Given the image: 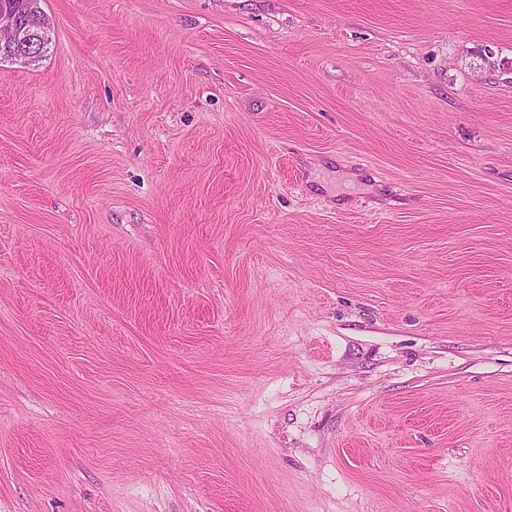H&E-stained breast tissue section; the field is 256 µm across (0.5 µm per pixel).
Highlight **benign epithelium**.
Returning <instances> with one entry per match:
<instances>
[{"instance_id":"7a95c632","label":"benign epithelium","mask_w":512,"mask_h":512,"mask_svg":"<svg viewBox=\"0 0 512 512\" xmlns=\"http://www.w3.org/2000/svg\"><path fill=\"white\" fill-rule=\"evenodd\" d=\"M24 8L27 12L24 19L13 9H0V61L28 64L43 56L52 31L51 22L37 8L35 0H27Z\"/></svg>"}]
</instances>
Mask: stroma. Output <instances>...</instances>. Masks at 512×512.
Instances as JSON below:
<instances>
[{
	"label": "stroma",
	"instance_id": "stroma-1",
	"mask_svg": "<svg viewBox=\"0 0 512 512\" xmlns=\"http://www.w3.org/2000/svg\"><path fill=\"white\" fill-rule=\"evenodd\" d=\"M41 7L0 512H512V0Z\"/></svg>",
	"mask_w": 512,
	"mask_h": 512
}]
</instances>
